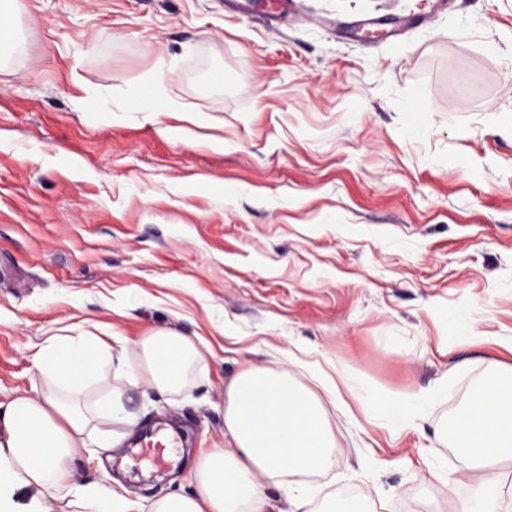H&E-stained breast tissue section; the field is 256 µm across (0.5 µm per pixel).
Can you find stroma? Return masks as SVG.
Segmentation results:
<instances>
[{
  "label": "stroma",
  "instance_id": "stroma-1",
  "mask_svg": "<svg viewBox=\"0 0 512 512\" xmlns=\"http://www.w3.org/2000/svg\"><path fill=\"white\" fill-rule=\"evenodd\" d=\"M294 3L7 0L0 404L38 384L35 344L93 323L130 350L161 326L203 338L188 393L131 392L195 454L230 445L225 380L279 349L382 393L444 378L415 428L329 410L336 465L310 479L414 512L442 492L430 467L466 494L442 431L512 366V0ZM162 58L184 109L150 123L133 106ZM181 444L160 468L130 437L78 476L185 494Z\"/></svg>",
  "mask_w": 512,
  "mask_h": 512
}]
</instances>
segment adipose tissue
<instances>
[{"mask_svg": "<svg viewBox=\"0 0 512 512\" xmlns=\"http://www.w3.org/2000/svg\"><path fill=\"white\" fill-rule=\"evenodd\" d=\"M112 335L89 331L45 337L34 363L42 388L15 396L0 413V428L13 466L5 487L35 488L40 496L71 498L83 512H269L267 489L279 488L290 512H311L313 500L324 512H376L372 499H341L300 479L323 473L336 463V437L327 404L352 402L383 424L417 426L429 392L367 394L346 365L325 370L295 353L290 366L316 382L309 389L287 369L248 368L224 386L226 448L198 454L190 471L188 496H165L150 503L109 494L103 483L75 477L77 457L99 459L119 447L138 417L129 410V393L150 385L177 394L202 378L207 362L199 336L158 327L135 349H115ZM469 482L467 497L431 498L430 512H512V368L497 370L473 391L448 432Z\"/></svg>", "mask_w": 512, "mask_h": 512, "instance_id": "adipose-tissue-1", "label": "adipose tissue"}]
</instances>
